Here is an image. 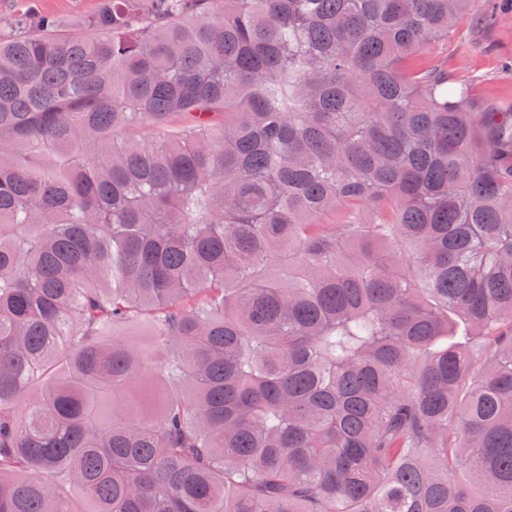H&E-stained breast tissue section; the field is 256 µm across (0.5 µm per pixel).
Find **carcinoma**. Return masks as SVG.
<instances>
[{"label": "carcinoma", "mask_w": 512, "mask_h": 512, "mask_svg": "<svg viewBox=\"0 0 512 512\" xmlns=\"http://www.w3.org/2000/svg\"><path fill=\"white\" fill-rule=\"evenodd\" d=\"M479 2L0 36V512H512V113L424 57Z\"/></svg>", "instance_id": "obj_1"}]
</instances>
